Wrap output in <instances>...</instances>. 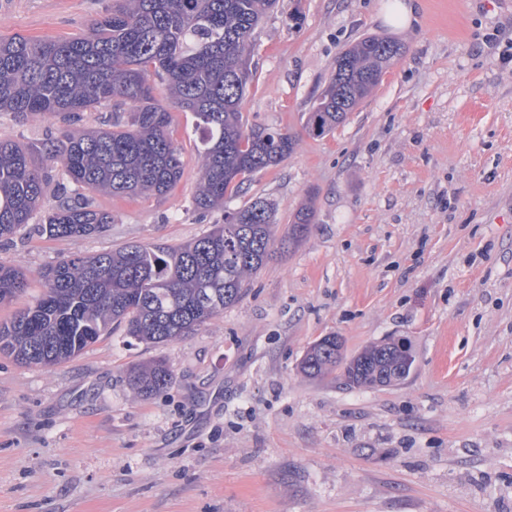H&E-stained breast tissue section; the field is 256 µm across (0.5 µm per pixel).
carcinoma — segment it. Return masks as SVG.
Returning a JSON list of instances; mask_svg holds the SVG:
<instances>
[{"label":"carcinoma","mask_w":512,"mask_h":512,"mask_svg":"<svg viewBox=\"0 0 512 512\" xmlns=\"http://www.w3.org/2000/svg\"><path fill=\"white\" fill-rule=\"evenodd\" d=\"M277 0H113L87 35L0 38V113L19 120L54 118L57 136L41 144L44 164L27 147L0 137V239L40 215L38 233L85 237L105 231L112 212L86 194L166 195L182 173L169 108L189 112L202 159L193 210L203 220L244 180L294 152L296 136L247 129L242 102L252 79L254 30ZM403 45L367 35L336 56L328 83L307 112L306 131L325 136L342 125L379 83ZM166 82L170 101L154 96L152 77ZM111 102L131 106L126 120L76 132L83 113ZM61 166L76 187L45 205L49 169ZM299 208L281 249L300 241L313 223ZM275 205L257 199L227 212L224 223L177 247L130 243L94 257H67L44 273L46 290L0 323V352L21 364L56 366L77 356L112 327L151 346L187 336L246 294V278L271 257ZM27 287L23 272L0 265V303ZM349 387L374 386L400 368L395 351L374 344L345 361L336 337L314 342L300 363L317 379L336 367ZM131 389L141 397L165 392L173 371L164 358L134 366Z\"/></svg>","instance_id":"obj_1"}]
</instances>
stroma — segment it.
Returning a JSON list of instances; mask_svg holds the SVG:
<instances>
[{"instance_id": "stroma-1", "label": "stroma", "mask_w": 512, "mask_h": 512, "mask_svg": "<svg viewBox=\"0 0 512 512\" xmlns=\"http://www.w3.org/2000/svg\"><path fill=\"white\" fill-rule=\"evenodd\" d=\"M391 2L279 0L256 28L245 124L298 142L225 211L271 200L278 238L302 203L315 219L238 304L162 347L118 328L52 368L0 354V512H512V0H412L403 30L381 17ZM110 3L0 0V37L82 35ZM369 34L403 57L343 125L308 135L338 52ZM192 123L173 110L183 170L167 195L97 193L103 233L0 241V264L28 280L0 321L60 259L223 223L192 208ZM55 131L0 114V137L25 145ZM325 336L348 357L406 339L414 368L388 386L306 378ZM158 357L172 386L136 396L127 369Z\"/></svg>"}]
</instances>
